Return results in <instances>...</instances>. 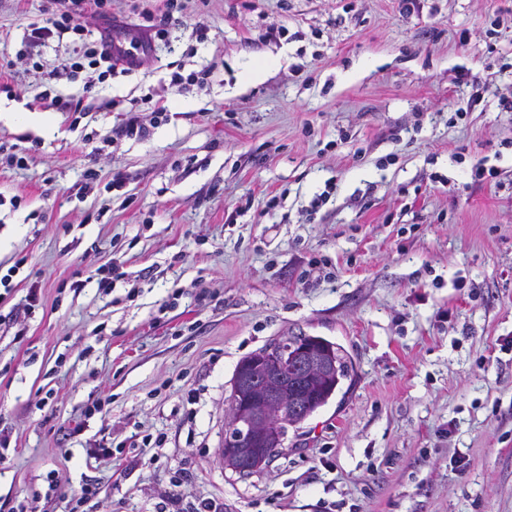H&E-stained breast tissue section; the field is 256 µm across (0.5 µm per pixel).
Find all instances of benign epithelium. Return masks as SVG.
I'll list each match as a JSON object with an SVG mask.
<instances>
[{
  "label": "benign epithelium",
  "mask_w": 512,
  "mask_h": 512,
  "mask_svg": "<svg viewBox=\"0 0 512 512\" xmlns=\"http://www.w3.org/2000/svg\"><path fill=\"white\" fill-rule=\"evenodd\" d=\"M316 383L328 381V352L288 355L268 347L243 359L231 382L234 398L221 455L228 469L246 474L262 468L268 449L283 443L286 430L306 419L308 404L288 373Z\"/></svg>",
  "instance_id": "7a95c632"
}]
</instances>
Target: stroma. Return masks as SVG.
<instances>
[{"label": "stroma", "mask_w": 512, "mask_h": 512, "mask_svg": "<svg viewBox=\"0 0 512 512\" xmlns=\"http://www.w3.org/2000/svg\"><path fill=\"white\" fill-rule=\"evenodd\" d=\"M47 8L0 0V144L27 155L0 171V506L93 482L84 512H512V0H186L138 68L55 84L80 113L27 108ZM133 106L147 137L115 133ZM288 336L352 370L234 473L232 376Z\"/></svg>", "instance_id": "stroma-1"}]
</instances>
